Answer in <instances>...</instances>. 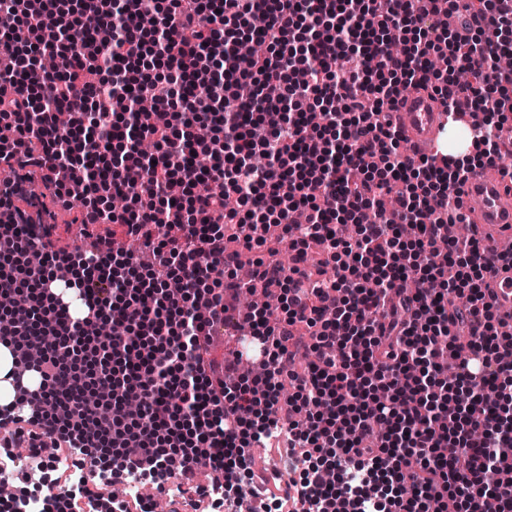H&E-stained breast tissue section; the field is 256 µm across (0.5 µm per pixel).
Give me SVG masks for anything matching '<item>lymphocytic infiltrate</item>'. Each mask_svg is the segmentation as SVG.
<instances>
[{"label":"lymphocytic infiltrate","mask_w":512,"mask_h":512,"mask_svg":"<svg viewBox=\"0 0 512 512\" xmlns=\"http://www.w3.org/2000/svg\"><path fill=\"white\" fill-rule=\"evenodd\" d=\"M441 2L0 0V344L16 359L0 442L73 461L64 492L23 512H153L92 495L88 465L252 512L270 479L250 451L283 439L302 451L285 499L306 512H385L377 479L395 512H512V335L474 261L493 237L454 232L475 166L401 151L397 123L405 91H428L497 167L512 0H479L458 30ZM245 39L264 54L239 56ZM63 211L92 250L57 248ZM271 235L289 262L239 279L230 243ZM273 285L276 305L247 312L263 373H236L234 350L214 377L225 295Z\"/></svg>","instance_id":"obj_1"}]
</instances>
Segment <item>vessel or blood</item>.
I'll return each mask as SVG.
<instances>
[{
    "instance_id": "vessel-or-blood-1",
    "label": "vessel or blood",
    "mask_w": 512,
    "mask_h": 512,
    "mask_svg": "<svg viewBox=\"0 0 512 512\" xmlns=\"http://www.w3.org/2000/svg\"><path fill=\"white\" fill-rule=\"evenodd\" d=\"M399 118L402 129L422 153L436 152L447 124L437 102L422 91L411 90L400 106ZM465 203L480 228L493 234V247L485 251V259H492L503 246L512 244V188L477 174L466 184ZM489 283L490 300L500 310L512 311V270L496 268Z\"/></svg>"
}]
</instances>
